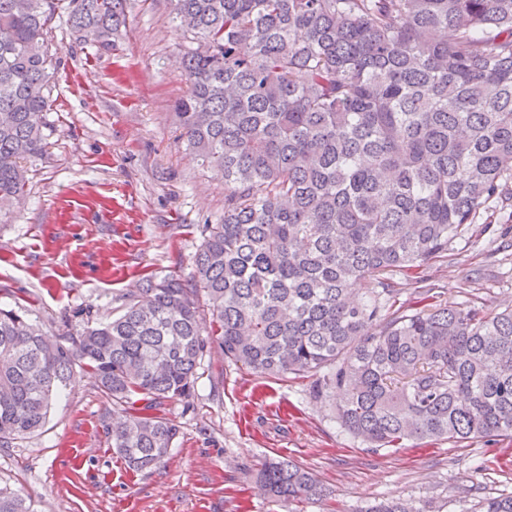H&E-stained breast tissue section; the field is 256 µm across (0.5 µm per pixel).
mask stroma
Returning <instances> with one entry per match:
<instances>
[{
    "instance_id": "stroma-1",
    "label": "stroma",
    "mask_w": 512,
    "mask_h": 512,
    "mask_svg": "<svg viewBox=\"0 0 512 512\" xmlns=\"http://www.w3.org/2000/svg\"><path fill=\"white\" fill-rule=\"evenodd\" d=\"M170 0H130L111 51L77 39L65 13L48 33L57 58L46 148L20 204L0 219V306L28 309L51 338L74 312L111 319L151 275L190 280L205 227L224 214V181L180 138L187 90ZM501 225H466L426 269L444 300L512 302V248ZM309 378L262 377L208 342L191 396L155 413L178 434L168 457L130 470L107 430L112 403L91 372L75 379L35 435L0 447V482L38 512H363L385 499L472 512L512 494V440L406 442L375 450L340 428ZM291 460L326 488L320 500L273 501L265 458Z\"/></svg>"
}]
</instances>
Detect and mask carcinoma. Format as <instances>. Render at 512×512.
Returning a JSON list of instances; mask_svg holds the SVG:
<instances>
[{
	"label": "carcinoma",
	"mask_w": 512,
	"mask_h": 512,
	"mask_svg": "<svg viewBox=\"0 0 512 512\" xmlns=\"http://www.w3.org/2000/svg\"><path fill=\"white\" fill-rule=\"evenodd\" d=\"M58 2L0 0V202L23 198L22 162L45 148ZM127 2L69 0L68 23L111 49ZM170 2L196 40L182 136L224 178V216L191 283L148 278L110 321L52 341L0 307V447L43 427L80 364L125 405L112 447L128 468L161 463L178 429L150 410L194 390L203 304L224 358L315 377L372 448L512 439V307L442 304L419 276L415 304L398 305L391 281L448 256L464 225L512 216V0ZM258 478L280 501L324 495L289 460ZM0 512L34 509L0 485ZM475 512H512V496Z\"/></svg>",
	"instance_id": "1"
}]
</instances>
